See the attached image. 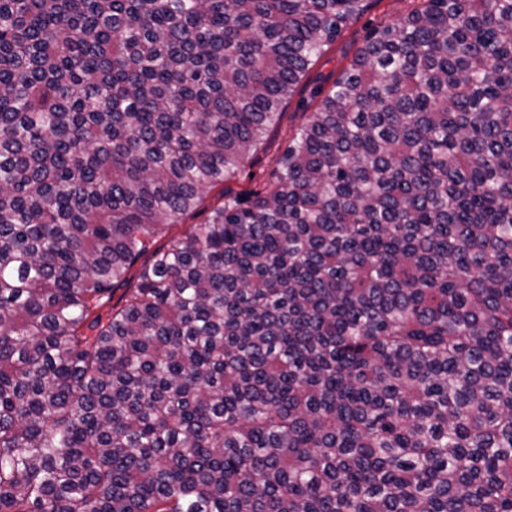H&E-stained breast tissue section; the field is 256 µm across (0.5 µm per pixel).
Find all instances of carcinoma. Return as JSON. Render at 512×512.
I'll return each instance as SVG.
<instances>
[{"label":"carcinoma","instance_id":"1","mask_svg":"<svg viewBox=\"0 0 512 512\" xmlns=\"http://www.w3.org/2000/svg\"><path fill=\"white\" fill-rule=\"evenodd\" d=\"M367 5L0 0V512H512V0L374 30L156 246ZM423 0H378L356 21L349 23L341 35L317 59L307 76L292 97L284 105L277 124L270 129L263 143L252 154L242 171L223 184L203 192L201 205L194 214L184 216L171 229L173 235L190 232L194 224H202L210 211L224 203V192L235 194L261 190L273 179L278 160L288 145L289 139L314 112L322 95L347 60L362 45L369 33L378 27L393 22Z\"/></svg>","mask_w":512,"mask_h":512}]
</instances>
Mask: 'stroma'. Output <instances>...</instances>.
I'll list each match as a JSON object with an SVG mask.
<instances>
[{
  "mask_svg": "<svg viewBox=\"0 0 512 512\" xmlns=\"http://www.w3.org/2000/svg\"><path fill=\"white\" fill-rule=\"evenodd\" d=\"M420 2L421 0H373L369 9L356 21L349 23L336 41L323 51L284 105L277 124L270 129L242 171L230 180L206 189L197 211L181 218L172 227V234L184 235L194 225L203 223L213 208L223 204L225 194L235 195L263 189L272 180L289 139L306 122L311 112L317 109L322 95L330 88L333 80L369 33L408 13Z\"/></svg>",
  "mask_w": 512,
  "mask_h": 512,
  "instance_id": "35a3bbf8",
  "label": "stroma"
}]
</instances>
